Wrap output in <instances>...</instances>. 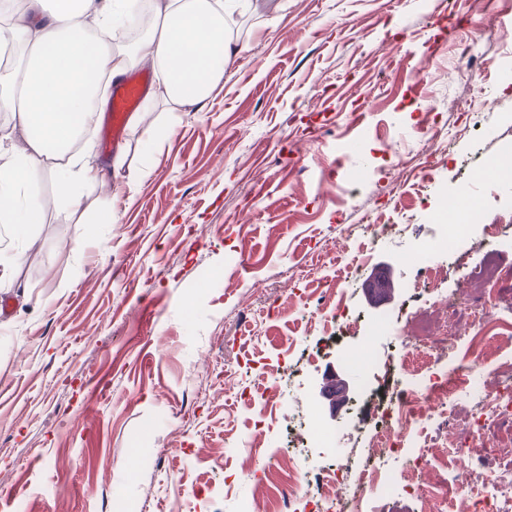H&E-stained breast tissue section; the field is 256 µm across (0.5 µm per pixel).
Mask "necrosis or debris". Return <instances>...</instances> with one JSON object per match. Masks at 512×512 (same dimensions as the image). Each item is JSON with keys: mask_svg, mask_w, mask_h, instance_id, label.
Returning a JSON list of instances; mask_svg holds the SVG:
<instances>
[{"mask_svg": "<svg viewBox=\"0 0 512 512\" xmlns=\"http://www.w3.org/2000/svg\"><path fill=\"white\" fill-rule=\"evenodd\" d=\"M436 222L461 233L481 228L483 259L474 271L497 291L512 290V271L498 261L496 241L501 219L489 218L461 192L444 195L436 208ZM473 326L464 336H433L422 346L409 349L408 364L420 377L413 388L396 391L393 400L379 407L372 452L378 462L401 453L411 433L417 432L426 415L441 419L440 430L452 454L432 449L430 455H416L404 468L405 488L418 483L420 465H427L433 486L445 487L450 495H473L476 512H512V461L501 457L494 438L503 427H512V369L503 370L488 354L493 335L512 333V319L500 312L482 309L472 314ZM486 381L482 393L473 390L474 380ZM471 404L467 420H458V400ZM479 447H471L472 439Z\"/></svg>", "mask_w": 512, "mask_h": 512, "instance_id": "4bbe7bcc", "label": "necrosis or debris"}]
</instances>
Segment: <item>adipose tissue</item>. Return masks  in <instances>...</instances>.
Returning a JSON list of instances; mask_svg holds the SVG:
<instances>
[{"instance_id": "1", "label": "adipose tissue", "mask_w": 512, "mask_h": 512, "mask_svg": "<svg viewBox=\"0 0 512 512\" xmlns=\"http://www.w3.org/2000/svg\"><path fill=\"white\" fill-rule=\"evenodd\" d=\"M128 0H25L22 10L0 22V46L22 43L31 67L23 77L0 73L10 87L0 112L10 113L20 132L18 145L0 150V228L17 246L31 240L43 223L42 203L28 190L39 167L63 174V195L74 183L105 179L122 166V154L100 162L92 145L72 146L97 126L108 106L100 89H86L79 63L111 81L133 63L160 71L161 92H148L131 121L141 124L154 111L158 94L175 108L202 107L224 84L233 52L229 31L241 0H156L147 35L134 55L119 51L113 39L121 29Z\"/></svg>"}]
</instances>
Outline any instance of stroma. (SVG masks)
Listing matches in <instances>:
<instances>
[{"instance_id":"35a3bbf8","label":"stroma","mask_w":512,"mask_h":512,"mask_svg":"<svg viewBox=\"0 0 512 512\" xmlns=\"http://www.w3.org/2000/svg\"><path fill=\"white\" fill-rule=\"evenodd\" d=\"M479 10L512 21V0H249L241 51L202 111L169 134L158 101L127 127L120 175L85 180L77 203L32 173L44 223L0 288V512H253L266 493L274 512H303L279 498L289 476L365 464L370 433L316 447L300 425L313 404L338 428L404 380L398 356L421 344L434 294H411L424 272L399 256L432 250L445 290L500 305L469 283L476 241L432 220L464 187L512 219V193L470 180L512 145V42L457 54ZM385 263L398 286L376 303L365 282ZM339 300L389 322L371 340L389 370L377 390L342 358L361 330L317 310ZM333 370L350 376L336 409L319 394ZM269 386L289 395L257 443L235 395ZM361 512L469 510L378 486Z\"/></svg>"}]
</instances>
